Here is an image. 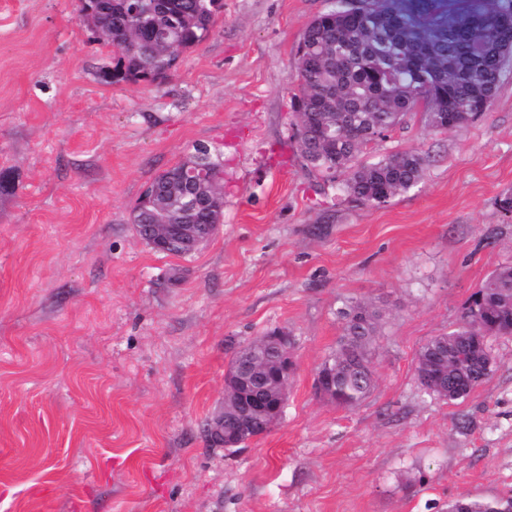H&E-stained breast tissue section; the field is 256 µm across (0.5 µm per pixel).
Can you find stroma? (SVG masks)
<instances>
[{
    "label": "stroma",
    "mask_w": 512,
    "mask_h": 512,
    "mask_svg": "<svg viewBox=\"0 0 512 512\" xmlns=\"http://www.w3.org/2000/svg\"><path fill=\"white\" fill-rule=\"evenodd\" d=\"M355 0H222L166 80L108 83L118 55L79 0H0V512H448L512 493V337L454 403L416 357L512 262V65L489 112L447 131L422 113L367 150L427 159L380 208L321 190L291 96L302 33ZM224 162L218 233L162 253L130 216L195 144ZM380 314L356 407L316 394L344 303ZM280 330L294 372L280 420L237 448L204 426L224 372Z\"/></svg>",
    "instance_id": "stroma-1"
}]
</instances>
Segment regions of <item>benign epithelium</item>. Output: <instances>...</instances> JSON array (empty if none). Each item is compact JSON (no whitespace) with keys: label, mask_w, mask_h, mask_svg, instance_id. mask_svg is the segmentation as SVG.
<instances>
[{"label":"benign epithelium","mask_w":512,"mask_h":512,"mask_svg":"<svg viewBox=\"0 0 512 512\" xmlns=\"http://www.w3.org/2000/svg\"><path fill=\"white\" fill-rule=\"evenodd\" d=\"M207 177L206 170L193 166L181 172L173 199L183 215L213 211L218 194L197 195L186 185ZM166 210L152 214L148 224H136L139 236L163 252L179 255L201 249L218 232L221 224H173L162 218ZM288 337L272 333L246 346L239 361L224 377V408L207 425L205 432L216 446L237 448L267 432L282 416L288 382L294 369ZM336 368L322 366L316 373L317 393L330 401L336 399Z\"/></svg>","instance_id":"7a95c632"}]
</instances>
